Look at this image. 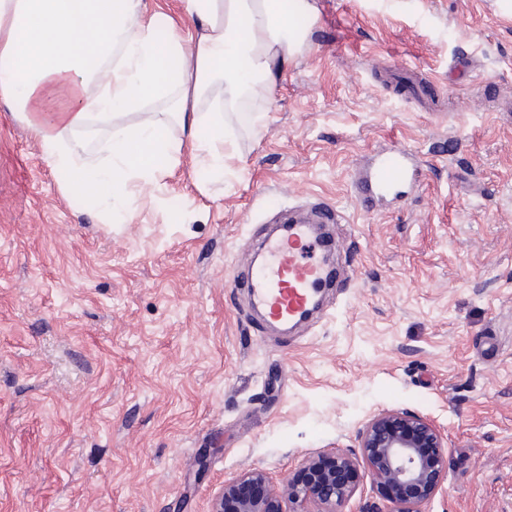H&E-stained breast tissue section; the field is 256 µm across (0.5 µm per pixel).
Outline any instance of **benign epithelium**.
I'll return each instance as SVG.
<instances>
[{"instance_id":"1","label":"benign epithelium","mask_w":512,"mask_h":512,"mask_svg":"<svg viewBox=\"0 0 512 512\" xmlns=\"http://www.w3.org/2000/svg\"><path fill=\"white\" fill-rule=\"evenodd\" d=\"M361 459L343 452L306 459L276 487L261 469H250L224 487L211 512H341L361 474L383 499L367 512H421L440 487L448 456L437 426L407 412L387 411L360 432Z\"/></svg>"}]
</instances>
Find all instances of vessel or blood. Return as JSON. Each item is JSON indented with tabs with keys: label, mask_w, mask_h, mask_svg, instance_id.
Here are the masks:
<instances>
[{
	"label": "vessel or blood",
	"mask_w": 512,
	"mask_h": 512,
	"mask_svg": "<svg viewBox=\"0 0 512 512\" xmlns=\"http://www.w3.org/2000/svg\"><path fill=\"white\" fill-rule=\"evenodd\" d=\"M417 179L412 152L395 146L374 154L358 170L356 197L361 207L371 209L397 197L401 187ZM340 221L339 212L315 205L293 213L287 232H273L258 245L248 295L268 323L293 326L311 312L327 272L315 227Z\"/></svg>",
	"instance_id": "obj_1"
}]
</instances>
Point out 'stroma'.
I'll use <instances>...</instances> for the list:
<instances>
[{
	"label": "stroma",
	"mask_w": 512,
	"mask_h": 512,
	"mask_svg": "<svg viewBox=\"0 0 512 512\" xmlns=\"http://www.w3.org/2000/svg\"><path fill=\"white\" fill-rule=\"evenodd\" d=\"M314 2L272 96L224 106L223 171L184 149L130 224L64 195L0 104V512H210L245 470L359 454L384 411L444 438L422 512H512V16ZM395 143L420 181L364 210L354 168ZM313 203L342 215L336 279L277 330L244 250Z\"/></svg>",
	"instance_id": "stroma-1"
}]
</instances>
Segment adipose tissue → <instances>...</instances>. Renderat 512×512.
<instances>
[{
  "label": "adipose tissue",
  "mask_w": 512,
  "mask_h": 512,
  "mask_svg": "<svg viewBox=\"0 0 512 512\" xmlns=\"http://www.w3.org/2000/svg\"><path fill=\"white\" fill-rule=\"evenodd\" d=\"M183 6L194 31L145 0H0V103L31 130L65 194L127 218L141 187L176 166L184 146L223 167L224 114L202 111L203 102L268 95L312 27L307 0ZM163 97L170 107L129 122ZM96 121L110 130L104 167L87 158L84 134Z\"/></svg>",
  "instance_id": "ef3b65f1"
}]
</instances>
